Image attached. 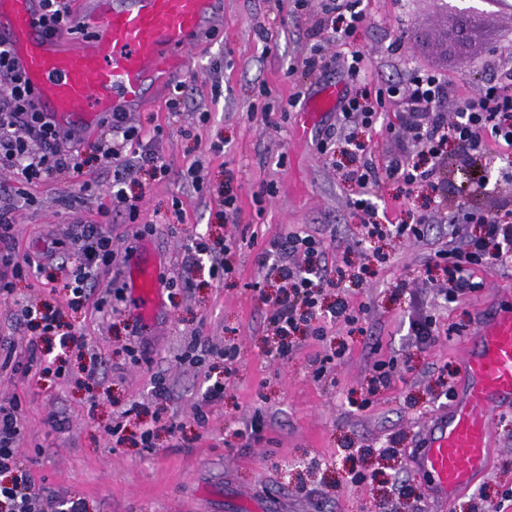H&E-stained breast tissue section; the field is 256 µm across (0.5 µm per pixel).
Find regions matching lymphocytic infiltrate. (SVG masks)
<instances>
[{
    "mask_svg": "<svg viewBox=\"0 0 512 512\" xmlns=\"http://www.w3.org/2000/svg\"><path fill=\"white\" fill-rule=\"evenodd\" d=\"M409 120L404 136L408 149L393 155L384 170L389 177L406 187L424 183L434 193L438 207L448 205L444 193L446 182L444 160L447 147H454L462 164H472L485 150L486 139L512 147V66H500L497 77L485 85L476 99L453 101L451 85L445 74L423 71L415 75L405 93ZM108 134L94 149L101 159L112 165V183L117 190L113 198L129 215L138 212V200L121 191V184L134 170L148 166L160 175L169 168L163 158L142 145L146 135L130 125L126 114L115 113L107 120ZM9 136H2V129ZM79 133L60 127L40 109L37 97L11 51L0 44V170L9 171L15 182L31 184L54 181L80 171L86 163L82 152L72 144ZM40 146L31 152L30 143ZM138 145L134 159H127L128 145ZM479 232L470 236L463 246L440 251L439 259L448 266L454 285L450 299L476 291L479 287L470 274L473 267L512 260V225L505 223L496 212L480 214L475 219ZM8 210L0 209V298L13 293L15 279L29 276L53 263V256L43 257L17 253ZM73 248L84 257L83 263L66 271L65 278L74 298L87 297L97 279L99 267L110 265L112 241L101 235L97 225L85 226ZM323 244L312 237L288 235L272 243L264 253L271 259L270 273L274 277L275 293L264 294L269 307L268 321L281 343L280 357H287L288 336L299 330L309 335L323 336L322 317L356 320L353 309L344 300L324 307L325 289L335 287L320 266ZM210 260L212 276L223 277L233 269L230 249L204 236L191 239L186 247V262L194 264ZM17 407L0 406V512H33L38 494L28 476L17 470L21 430Z\"/></svg>",
    "mask_w": 512,
    "mask_h": 512,
    "instance_id": "obj_1",
    "label": "lymphocytic infiltrate"
}]
</instances>
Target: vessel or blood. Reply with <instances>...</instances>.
Instances as JSON below:
<instances>
[{"label": "vessel or blood", "mask_w": 512, "mask_h": 512, "mask_svg": "<svg viewBox=\"0 0 512 512\" xmlns=\"http://www.w3.org/2000/svg\"><path fill=\"white\" fill-rule=\"evenodd\" d=\"M223 13V0H76L74 21L83 35L63 42L45 29L40 0H0V43L58 125L90 130L112 113L144 106L160 78L181 76L189 53ZM339 96L338 86L323 87L302 123L312 124ZM121 286L137 317L154 316L161 288L154 263L129 257ZM473 336L463 360L466 392L449 417L428 428L414 462L443 500L484 471L490 419L512 402V311L485 318Z\"/></svg>", "instance_id": "1"}]
</instances>
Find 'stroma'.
<instances>
[{
	"label": "stroma",
	"mask_w": 512,
	"mask_h": 512,
	"mask_svg": "<svg viewBox=\"0 0 512 512\" xmlns=\"http://www.w3.org/2000/svg\"><path fill=\"white\" fill-rule=\"evenodd\" d=\"M359 8L363 21L332 42L319 28L320 0H224L223 17L189 55L184 74L128 115L144 130L163 129L156 148L170 167L167 177L143 168L126 182L127 195L140 200L137 220L113 209L112 168L91 149L106 136L105 126L84 132L86 164L66 181L21 191L0 172V205L11 210L20 253L52 252L77 265L71 243L95 223L115 251L82 304L73 303L52 266L16 281L12 297L0 302V336L13 337L18 348L32 334L14 315L31 302L59 309L73 335L64 350L54 339L39 343L42 361H62V376H43L37 366L0 374V405L21 406L20 467L56 504L78 500L84 512H228L226 496L242 492L247 512H512L501 503L512 493V406L491 423L495 446L486 472L454 499L432 497L412 464L422 429L455 405L475 327L488 313L512 308V263L473 268L481 290L447 300L448 272L436 253L449 240L464 242L474 225H449L430 187L409 190L384 175L368 188L374 214L356 207L359 189L343 174L363 162L383 166L400 152L402 97L385 98L372 127H355L350 153L328 133L335 113L307 135L297 132L298 112L328 82L373 99L430 67L447 73L459 99L473 97L493 79L496 63L512 60V20L489 19L462 58L445 53L447 20L432 0H361ZM354 50L365 54L366 65L352 83L344 62ZM317 51L323 59L312 72L304 61ZM504 152L492 142L471 166L449 160V205L512 209V183L496 174ZM198 159L208 181L233 191L237 219H224L185 184ZM421 215V237L366 234L368 222L408 224ZM292 233L323 241L325 269L344 271L324 302L345 299L360 317L352 324L325 321L321 339L295 336V351L281 358L254 286L265 280L261 254ZM198 234L229 244L234 271L223 281L205 264L184 269L185 246ZM144 242L161 255V276L170 283L151 326L120 301L105 314L95 308L119 286L125 250ZM426 275L431 287H419ZM415 312L436 322L431 345H419L408 330ZM195 336L204 347L185 358ZM228 346L237 351L229 364L217 355ZM381 364L390 379L378 390ZM216 379L223 396L204 404ZM158 380L169 399H154ZM200 405L208 414L203 426L195 420ZM118 422L123 432L116 438ZM156 422L162 428L154 446L144 448L141 433ZM169 422L175 431L166 430Z\"/></svg>",
	"instance_id": "stroma-1"
}]
</instances>
